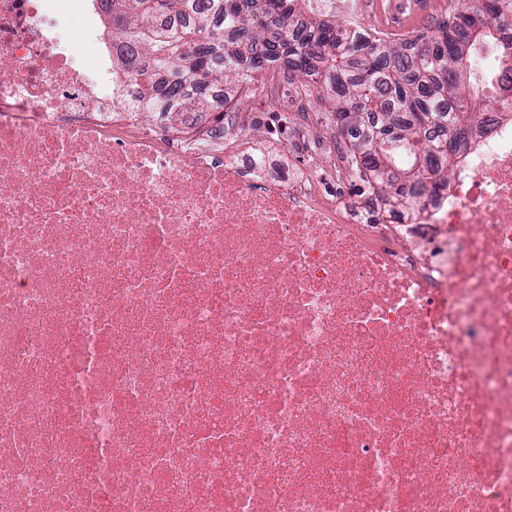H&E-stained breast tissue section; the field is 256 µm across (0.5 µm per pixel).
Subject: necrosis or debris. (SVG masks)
Here are the masks:
<instances>
[{
	"label": "necrosis or debris",
	"mask_w": 512,
	"mask_h": 512,
	"mask_svg": "<svg viewBox=\"0 0 512 512\" xmlns=\"http://www.w3.org/2000/svg\"><path fill=\"white\" fill-rule=\"evenodd\" d=\"M0 0V512H512V68L373 224Z\"/></svg>",
	"instance_id": "4bbe7bcc"
}]
</instances>
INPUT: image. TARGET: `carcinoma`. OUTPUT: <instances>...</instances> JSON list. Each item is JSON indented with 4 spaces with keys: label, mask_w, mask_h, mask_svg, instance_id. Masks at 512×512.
<instances>
[{
    "label": "carcinoma",
    "mask_w": 512,
    "mask_h": 512,
    "mask_svg": "<svg viewBox=\"0 0 512 512\" xmlns=\"http://www.w3.org/2000/svg\"><path fill=\"white\" fill-rule=\"evenodd\" d=\"M112 22V65L138 86L137 115L196 123L224 108L229 90L283 64L333 102L361 182L415 204L401 188L448 183L477 113L464 72L487 49L512 40V0H458L432 34L400 45L353 26L312 18L295 24L302 0H97ZM174 14L179 23L154 25Z\"/></svg>",
    "instance_id": "1"
}]
</instances>
